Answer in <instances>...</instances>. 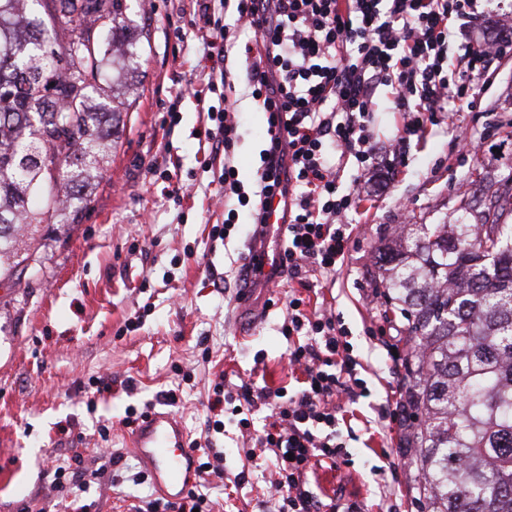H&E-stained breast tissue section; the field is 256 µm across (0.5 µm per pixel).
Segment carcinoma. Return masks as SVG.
Listing matches in <instances>:
<instances>
[{
    "instance_id": "obj_1",
    "label": "carcinoma",
    "mask_w": 512,
    "mask_h": 512,
    "mask_svg": "<svg viewBox=\"0 0 512 512\" xmlns=\"http://www.w3.org/2000/svg\"><path fill=\"white\" fill-rule=\"evenodd\" d=\"M126 0H0V281L37 261L42 224L76 223L116 118L92 94ZM36 25L40 35L26 36ZM496 202L473 224H416L380 252L404 320L421 512H512V225Z\"/></svg>"
}]
</instances>
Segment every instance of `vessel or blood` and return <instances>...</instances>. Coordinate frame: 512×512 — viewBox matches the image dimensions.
<instances>
[{
  "label": "vessel or blood",
  "mask_w": 512,
  "mask_h": 512,
  "mask_svg": "<svg viewBox=\"0 0 512 512\" xmlns=\"http://www.w3.org/2000/svg\"><path fill=\"white\" fill-rule=\"evenodd\" d=\"M287 222V205L282 198L273 197L264 228L265 263L278 259ZM130 447L151 476L156 491L170 502H179L197 470V455L190 447V435L180 417L168 411H150L133 428Z\"/></svg>",
  "instance_id": "obj_1"
}]
</instances>
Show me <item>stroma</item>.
<instances>
[{
    "instance_id": "stroma-1",
    "label": "stroma",
    "mask_w": 512,
    "mask_h": 512,
    "mask_svg": "<svg viewBox=\"0 0 512 512\" xmlns=\"http://www.w3.org/2000/svg\"><path fill=\"white\" fill-rule=\"evenodd\" d=\"M126 4L127 24L141 35L140 64L100 82L103 95L120 101L121 118L92 201L77 223L44 225L34 272L0 285V512H124L132 497L155 496L152 482L128 479L142 465L123 420L147 402L164 408L169 390L178 393L174 412L191 437L224 452V481L207 489L219 512H255L271 470L246 460L232 404L217 415L223 433L208 432V398L221 374L234 385L296 390L279 332L289 288H277L279 302L268 309L257 299L247 308L236 300L246 208H238L229 237L209 235L224 219V203L188 85L202 53L189 0ZM477 87L476 111L440 115L427 140L387 156L350 218L348 265L319 292L347 328L370 389L344 414L345 456L314 470L322 495L340 507L418 512L414 453L385 456L403 433L381 428L403 380L388 353L403 323L369 296L382 282L377 247L390 243L394 225L470 221L512 181V56L496 61ZM236 90L235 164L248 185L266 146L265 117L244 82ZM175 98L180 122L169 131L162 121ZM149 160L175 170L181 203L163 195L161 178L147 177ZM100 378L112 381L101 395ZM103 423L112 426L104 439L96 432ZM77 452L98 478L83 490L54 489L56 468ZM242 471L248 481L234 488Z\"/></svg>"
}]
</instances>
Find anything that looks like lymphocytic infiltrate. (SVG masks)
<instances>
[{"label": "lymphocytic infiltrate", "mask_w": 512, "mask_h": 512, "mask_svg": "<svg viewBox=\"0 0 512 512\" xmlns=\"http://www.w3.org/2000/svg\"><path fill=\"white\" fill-rule=\"evenodd\" d=\"M193 15L209 70L206 90L194 96L208 119L210 153L224 160L218 181L225 200L249 208L256 241L263 200L275 192L290 197L276 272L254 255L240 270L242 289L266 288L284 275L304 288L335 283L351 248L346 218L383 147L374 130L378 89H388L393 111L403 115L393 142L406 143L425 137L437 113L474 108L476 80L492 59L512 54V38L478 37L485 18L478 0H193ZM244 29L254 34L243 46L246 83L268 125L250 190L234 164L236 85L226 68ZM459 38L465 52L453 61L448 47ZM210 92L217 103L207 102ZM280 333L288 364L300 373L293 395L253 383L233 389L221 380L212 391L219 402L239 397L247 409L272 410L247 453L275 466L267 512H321L308 470L343 457L338 415L367 387L331 311L289 294Z\"/></svg>", "instance_id": "f902f5d3"}]
</instances>
